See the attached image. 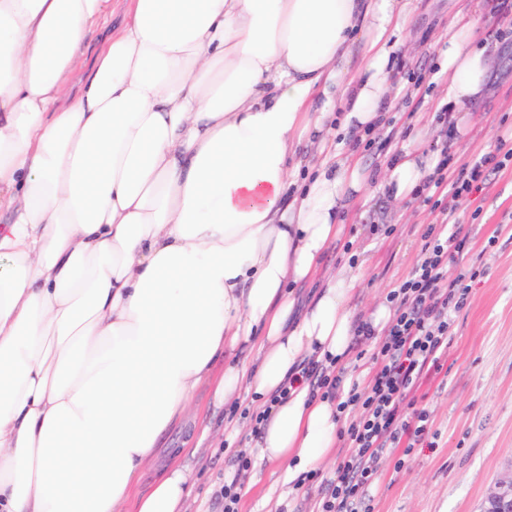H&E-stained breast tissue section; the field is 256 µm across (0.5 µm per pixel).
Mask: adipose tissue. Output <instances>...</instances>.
I'll list each match as a JSON object with an SVG mask.
<instances>
[{
	"label": "adipose tissue",
	"mask_w": 512,
	"mask_h": 512,
	"mask_svg": "<svg viewBox=\"0 0 512 512\" xmlns=\"http://www.w3.org/2000/svg\"><path fill=\"white\" fill-rule=\"evenodd\" d=\"M417 2L124 0L86 69L112 0H0V512H182L184 465L131 493L210 381L267 409L285 484L332 459L336 404L302 369L347 366L360 275L322 258L355 202L403 205L438 163L418 130L376 170L346 150L387 120ZM490 9L435 43L460 132Z\"/></svg>",
	"instance_id": "obj_1"
}]
</instances>
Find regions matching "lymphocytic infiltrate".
Wrapping results in <instances>:
<instances>
[{
    "instance_id": "f902f5d3",
    "label": "lymphocytic infiltrate",
    "mask_w": 512,
    "mask_h": 512,
    "mask_svg": "<svg viewBox=\"0 0 512 512\" xmlns=\"http://www.w3.org/2000/svg\"><path fill=\"white\" fill-rule=\"evenodd\" d=\"M441 176L433 180L438 205L454 211L477 183L512 161V147L499 144L495 152L473 158L454 177H445L455 158L453 128L447 111H440ZM419 259L410 275L387 299L394 317L377 339L371 354L373 372L367 383L353 382L342 390L334 366L311 362L303 369L313 391L335 401L347 420L339 430L346 453L334 472L324 476L311 470L306 483L318 484L317 512H362L366 496L377 480L378 462L400 443L414 445L428 437L430 414L417 404L422 379L442 369L451 340L454 313L468 303L472 282L484 270L471 262V237L464 225H427ZM456 276H449V265Z\"/></svg>"
}]
</instances>
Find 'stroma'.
<instances>
[{"label": "stroma", "instance_id": "35a3bbf8", "mask_svg": "<svg viewBox=\"0 0 512 512\" xmlns=\"http://www.w3.org/2000/svg\"><path fill=\"white\" fill-rule=\"evenodd\" d=\"M448 14V0H419L409 25L412 44L399 54L389 121L372 148L362 150L364 165H384L408 122L425 119L445 96L447 85L440 81L431 99H424L415 80L435 67L433 44L446 31ZM478 33L489 47L492 69L472 121L454 139L459 165L512 138V35L498 37L487 19ZM445 220L473 224L472 254L485 274L474 283L468 305L453 317L441 372L426 378L416 393L431 416L434 444L414 448L402 461L393 455L379 460L372 512H481L490 487L512 471V165L490 174L476 197L461 201L446 217L418 199L401 208L378 195L356 204L345 216L346 234L331 246L323 267L334 270L347 261L362 265L352 307L355 316L364 317L410 274L426 226ZM231 411L215 404L210 386H201L191 412L145 465L140 489L170 465L185 463L193 486L185 512H223L224 477L237 450L254 448L256 441L246 428L234 447L225 448L224 421ZM252 469L259 482L242 496L240 512H316L317 488L292 494L265 462L254 461Z\"/></svg>", "mask_w": 512, "mask_h": 512}]
</instances>
